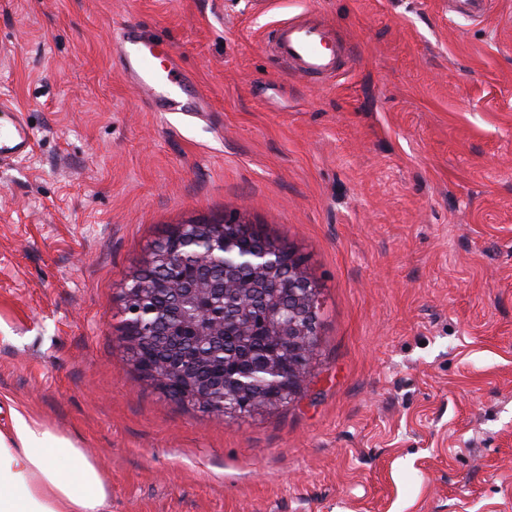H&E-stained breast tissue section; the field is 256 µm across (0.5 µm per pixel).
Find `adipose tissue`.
<instances>
[{
  "instance_id": "obj_1",
  "label": "adipose tissue",
  "mask_w": 512,
  "mask_h": 512,
  "mask_svg": "<svg viewBox=\"0 0 512 512\" xmlns=\"http://www.w3.org/2000/svg\"><path fill=\"white\" fill-rule=\"evenodd\" d=\"M112 489L71 438L15 415L0 432V512H106Z\"/></svg>"
}]
</instances>
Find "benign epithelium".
I'll list each match as a JSON object with an SVG mask.
<instances>
[{
    "instance_id": "benign-epithelium-1",
    "label": "benign epithelium",
    "mask_w": 512,
    "mask_h": 512,
    "mask_svg": "<svg viewBox=\"0 0 512 512\" xmlns=\"http://www.w3.org/2000/svg\"><path fill=\"white\" fill-rule=\"evenodd\" d=\"M236 223L238 220L227 218L221 225H181L172 239L164 242V247L153 249L151 263L155 266V276L148 286L176 294L178 319L189 323L197 336L221 338L227 321L214 311L215 299H224V294L229 291L237 296L241 305L250 306L256 300L254 289L278 288L282 296L272 298L271 304H278L285 298L292 299V303L284 306V315L269 327L268 335L282 341L290 336L313 335L315 327L309 316L315 310L314 298L308 291L298 292V289L308 287L302 266H285L279 250L246 252L236 234L226 230ZM187 262L196 268H221L224 278L217 283L197 275L192 278L177 275ZM148 286L136 281L127 290L126 313L137 315L135 319L126 320L124 340L130 349H136L142 343L160 341L170 334L158 322L139 316L140 309L135 306V301L143 296V289ZM140 371L160 388L174 390L177 396L189 397L207 409L212 408L214 390L224 389L222 384L215 388L206 380L190 377L187 366L173 359L148 362L140 366Z\"/></svg>"
}]
</instances>
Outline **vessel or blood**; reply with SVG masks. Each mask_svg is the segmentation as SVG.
Instances as JSON below:
<instances>
[{"instance_id": "b4317fda", "label": "vessel or blood", "mask_w": 512, "mask_h": 512, "mask_svg": "<svg viewBox=\"0 0 512 512\" xmlns=\"http://www.w3.org/2000/svg\"><path fill=\"white\" fill-rule=\"evenodd\" d=\"M268 45L292 73L311 81L334 78L350 59L347 47L336 40L332 25L312 12L280 23L271 31ZM119 46L126 74L151 96L156 111H202V93L182 100L187 81L176 70L163 37L144 34L129 23L119 32ZM32 141L33 133L21 111L1 100L0 161L22 158L30 151Z\"/></svg>"}]
</instances>
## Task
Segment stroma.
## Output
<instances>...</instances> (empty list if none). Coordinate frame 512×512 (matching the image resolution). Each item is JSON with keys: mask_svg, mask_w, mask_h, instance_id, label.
Returning a JSON list of instances; mask_svg holds the SVG:
<instances>
[{"mask_svg": "<svg viewBox=\"0 0 512 512\" xmlns=\"http://www.w3.org/2000/svg\"><path fill=\"white\" fill-rule=\"evenodd\" d=\"M0 0V431L72 438L108 512H512V0ZM319 12L331 82L265 43ZM163 35L207 111L157 112L125 22ZM239 220L320 290L288 405L226 417L126 360L123 292L183 224ZM0 112V162L22 158L32 147L33 133L21 111L2 99Z\"/></svg>", "mask_w": 512, "mask_h": 512, "instance_id": "obj_1", "label": "stroma"}]
</instances>
